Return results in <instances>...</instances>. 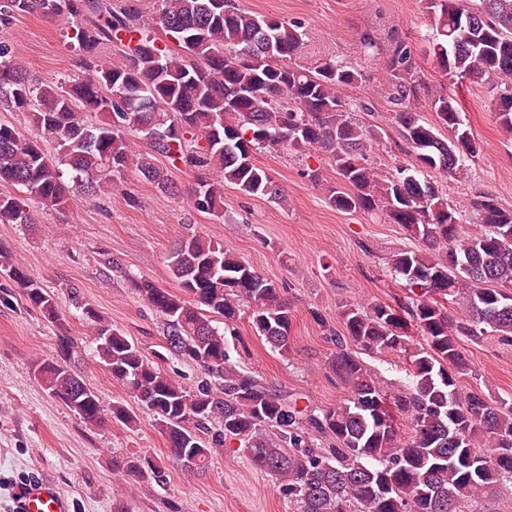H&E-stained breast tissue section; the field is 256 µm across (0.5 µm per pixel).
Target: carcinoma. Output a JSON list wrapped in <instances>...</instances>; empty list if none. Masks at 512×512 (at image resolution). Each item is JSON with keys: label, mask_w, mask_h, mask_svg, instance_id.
I'll list each match as a JSON object with an SVG mask.
<instances>
[{"label": "carcinoma", "mask_w": 512, "mask_h": 512, "mask_svg": "<svg viewBox=\"0 0 512 512\" xmlns=\"http://www.w3.org/2000/svg\"><path fill=\"white\" fill-rule=\"evenodd\" d=\"M0 0V25L21 14L64 16L90 77L74 84L31 78L15 46L0 40V108L29 114L37 135L0 123V223H36L25 198L46 210L65 207L71 187L97 196L135 173L159 191L182 193L168 159L195 174L193 206L224 218V186L279 206L282 187L254 163L261 150L321 152L341 187L328 188L342 211L380 213L402 227L414 248L388 258L405 296L394 304L341 306L342 332L330 370L347 388L338 406H301L231 357L226 331L247 318L271 350H291L292 309L279 285L211 239L189 232L169 258L177 289L132 279L139 298L163 317L164 349L148 357L132 337L73 294L94 333L95 355L112 381L152 418L177 464L202 470L213 449L237 439L251 462L282 484L298 512H470L480 498L512 488V403L463 384V342L487 336L512 344V209L488 193L472 210L482 231L462 230L460 213L437 177L456 179L481 151L461 119L448 85L512 77V0H421L432 22L429 56L443 82L426 86L411 46L398 32L367 31L360 54L378 60V91L390 106L413 163L385 172L370 160L377 141L366 101L340 90L362 82L361 70L333 56L296 63L306 33L296 23L247 13L236 0ZM106 44L122 60L103 61ZM436 116L423 119L420 101ZM101 114L91 123L87 114ZM512 137V86L496 103ZM451 136H444L441 129ZM143 141L146 150L137 148ZM51 143L52 155L45 149ZM20 297L51 325L64 314L40 280L0 244V304ZM459 302L453 317L447 304ZM423 343L410 344L408 327ZM59 357L38 363L33 377L82 422L133 426L123 403L108 407L71 369L73 337H58ZM396 354L407 382L387 394L359 357ZM172 355L199 369L188 385L162 366ZM412 435L398 440L397 423ZM336 441L319 448L316 437ZM112 474L167 483L168 468L147 455L112 457Z\"/></svg>", "instance_id": "1"}]
</instances>
